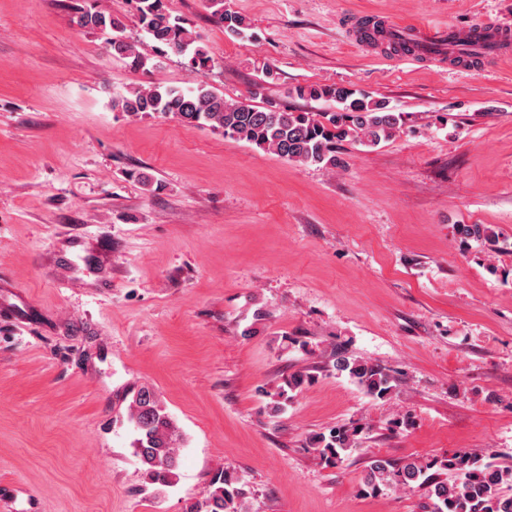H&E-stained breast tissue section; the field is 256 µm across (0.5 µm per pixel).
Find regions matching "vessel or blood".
Listing matches in <instances>:
<instances>
[{"label": "vessel or blood", "mask_w": 512, "mask_h": 512, "mask_svg": "<svg viewBox=\"0 0 512 512\" xmlns=\"http://www.w3.org/2000/svg\"><path fill=\"white\" fill-rule=\"evenodd\" d=\"M388 32L390 41L412 45V54L416 57H427L432 50H453L461 45L464 46L468 59L486 63L497 61L503 45L512 40V31L495 26H475L464 32L451 26L430 33L392 25Z\"/></svg>", "instance_id": "obj_1"}]
</instances>
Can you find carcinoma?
Returning a JSON list of instances; mask_svg holds the SVG:
<instances>
[{
  "label": "carcinoma",
  "mask_w": 512,
  "mask_h": 512,
  "mask_svg": "<svg viewBox=\"0 0 512 512\" xmlns=\"http://www.w3.org/2000/svg\"><path fill=\"white\" fill-rule=\"evenodd\" d=\"M208 2L225 33L245 34V19L224 9V0ZM134 5L141 28L153 42L155 56L172 53L188 58L192 71L209 68L212 58L201 37L189 30L183 20L172 16L165 0H134ZM72 22L83 31L109 35L113 54L127 60L133 69H143L152 60L140 44L125 37L126 24L119 15L81 7L75 9ZM295 92L301 98L333 102L336 110L320 114L294 112L271 102L258 106L228 101L203 85L182 89L160 84L141 85L113 98L112 109L130 117L172 115L189 126L207 123L226 137L245 140L287 161L319 166L336 165L334 152L339 141L351 138L376 146L403 126L401 114L356 89L300 85ZM459 231L476 240L498 238L492 228L482 224L462 225ZM333 369L374 398L386 399L394 390L393 376L380 364L339 355ZM314 380L311 374L297 373L278 391H263L269 398L266 409L280 414L288 392ZM112 418L116 423L130 424L136 433L133 455L148 483L175 485L179 477V434L158 395L146 387L128 386L116 395ZM361 432L359 427H332L310 438L311 451L322 462L337 465L357 450ZM511 484L512 465L459 450L441 458H411L399 463L375 457L369 461L360 491H417L422 498L421 512H512V495L501 491V486ZM185 512H250V490L236 472L221 469L211 479L206 495L189 503Z\"/></svg>",
  "instance_id": "obj_1"
}]
</instances>
